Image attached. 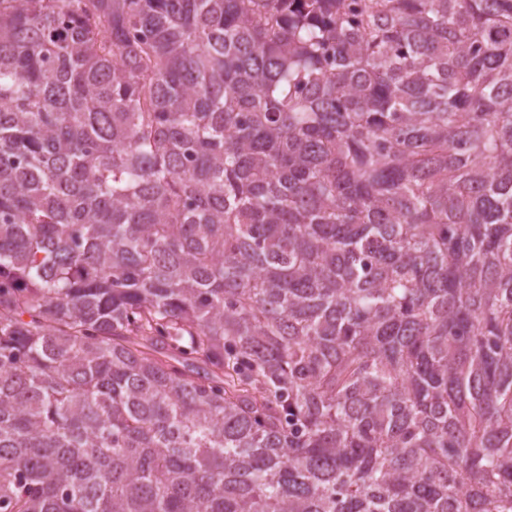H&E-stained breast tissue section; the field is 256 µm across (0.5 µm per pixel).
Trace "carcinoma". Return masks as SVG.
Listing matches in <instances>:
<instances>
[{"label": "carcinoma", "instance_id": "obj_1", "mask_svg": "<svg viewBox=\"0 0 512 512\" xmlns=\"http://www.w3.org/2000/svg\"><path fill=\"white\" fill-rule=\"evenodd\" d=\"M0 512H512V0H0Z\"/></svg>", "mask_w": 512, "mask_h": 512}]
</instances>
